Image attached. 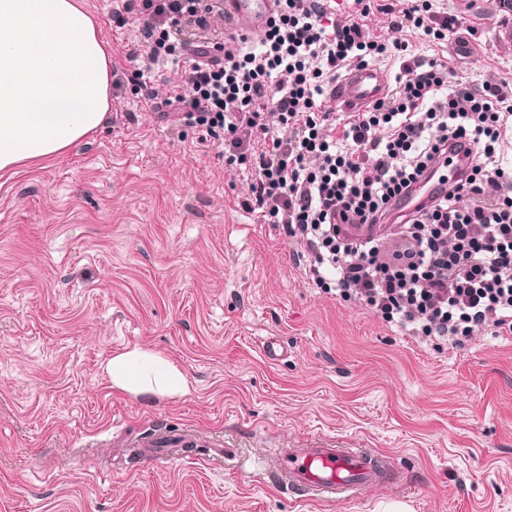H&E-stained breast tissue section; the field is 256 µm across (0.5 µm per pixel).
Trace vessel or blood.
Returning a JSON list of instances; mask_svg holds the SVG:
<instances>
[{
	"label": "vessel or blood",
	"mask_w": 512,
	"mask_h": 512,
	"mask_svg": "<svg viewBox=\"0 0 512 512\" xmlns=\"http://www.w3.org/2000/svg\"><path fill=\"white\" fill-rule=\"evenodd\" d=\"M276 0H224V17L249 39L259 38L276 11ZM450 60L475 65L478 46L467 29L448 40ZM389 87V73L374 64L355 65L336 82L334 102L347 112H360L382 98ZM279 486L322 499L345 501L364 491L396 482L391 460L368 448H284L268 468Z\"/></svg>",
	"instance_id": "1"
}]
</instances>
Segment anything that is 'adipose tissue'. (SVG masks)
Listing matches in <instances>:
<instances>
[{
    "label": "adipose tissue",
    "mask_w": 512,
    "mask_h": 512,
    "mask_svg": "<svg viewBox=\"0 0 512 512\" xmlns=\"http://www.w3.org/2000/svg\"><path fill=\"white\" fill-rule=\"evenodd\" d=\"M111 65L81 0H0V171L50 160L102 128ZM106 372L134 395L189 391L175 364L141 349L113 356Z\"/></svg>",
    "instance_id": "ef3b65f1"
}]
</instances>
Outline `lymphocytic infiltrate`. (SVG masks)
Listing matches in <instances>:
<instances>
[{"mask_svg":"<svg viewBox=\"0 0 512 512\" xmlns=\"http://www.w3.org/2000/svg\"><path fill=\"white\" fill-rule=\"evenodd\" d=\"M257 41L182 39L224 22L219 0H113L112 26L139 40L112 85L148 83L160 117L220 148L240 205L285 229L306 276L417 341L460 350L487 328L512 335V79L450 85L447 61L408 51L404 32L438 45L466 25L432 0H277ZM398 65L395 86L360 112L331 103L352 64ZM167 76L151 80L155 68ZM475 160L445 196L394 224L393 198Z\"/></svg>","mask_w":512,"mask_h":512,"instance_id":"lymphocytic-infiltrate-1","label":"lymphocytic infiltrate"}]
</instances>
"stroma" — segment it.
Listing matches in <instances>:
<instances>
[{"mask_svg": "<svg viewBox=\"0 0 512 512\" xmlns=\"http://www.w3.org/2000/svg\"><path fill=\"white\" fill-rule=\"evenodd\" d=\"M82 2L123 61L134 31ZM477 24L482 61L453 82L512 78ZM110 110L78 147L0 171V512H512V336L439 350L322 293L195 129L139 93ZM134 348L188 394L114 388L105 366ZM327 440L390 454L400 483L333 503L259 466Z\"/></svg>", "mask_w": 512, "mask_h": 512, "instance_id": "stroma-1", "label": "stroma"}]
</instances>
